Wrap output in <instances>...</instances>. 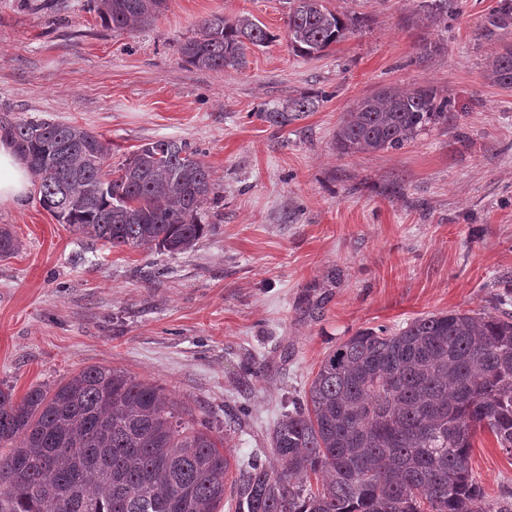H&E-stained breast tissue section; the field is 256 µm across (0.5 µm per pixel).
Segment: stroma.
<instances>
[{
  "label": "stroma",
  "instance_id": "35a3bbf8",
  "mask_svg": "<svg viewBox=\"0 0 512 512\" xmlns=\"http://www.w3.org/2000/svg\"><path fill=\"white\" fill-rule=\"evenodd\" d=\"M328 0L356 19L308 59L288 46L287 0H167L148 26L112 31L91 0H0V112L68 122L112 142L114 160L175 138L199 147L221 194L209 230L175 257L93 243L31 194L0 205L19 251L0 259V386L15 398L89 365L164 388L228 432L231 466L279 462L270 436L324 356L366 328L430 313H512V90L484 77L512 29L479 33L496 0ZM256 18L275 42L243 69L200 70L178 45L212 15ZM429 84L447 122L400 150L340 155L336 127L380 88ZM327 100L278 129L290 96ZM487 504L512 505V456L476 436Z\"/></svg>",
  "mask_w": 512,
  "mask_h": 512
}]
</instances>
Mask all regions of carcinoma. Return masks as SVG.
Segmentation results:
<instances>
[{
	"label": "carcinoma",
	"mask_w": 512,
	"mask_h": 512,
	"mask_svg": "<svg viewBox=\"0 0 512 512\" xmlns=\"http://www.w3.org/2000/svg\"><path fill=\"white\" fill-rule=\"evenodd\" d=\"M288 46L317 57L354 19L326 0H288ZM166 0H93L115 32L151 24ZM512 27V0H496L484 36ZM275 41L249 16L213 15L179 44L190 65L246 66V52ZM486 78L512 90V44L489 57ZM323 96L289 97L260 113L284 128ZM431 85L382 88L336 128L345 155L398 150L448 120ZM31 168L41 206L61 224L113 248L168 256L192 250L219 197L199 149L161 138L112 164V142L76 125L0 117ZM0 229V258L17 249ZM274 425L281 468L256 458L227 478L224 434L170 403L165 390L106 365L31 388L0 387V512H474L482 491L468 465L489 431L512 456V315L451 311L357 332L328 352L301 399Z\"/></svg>",
	"instance_id": "carcinoma-1"
}]
</instances>
